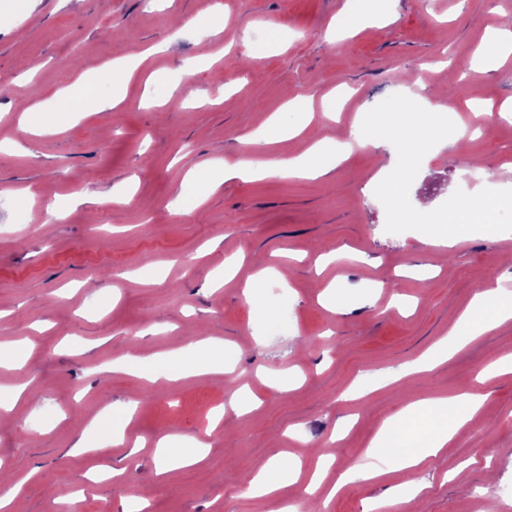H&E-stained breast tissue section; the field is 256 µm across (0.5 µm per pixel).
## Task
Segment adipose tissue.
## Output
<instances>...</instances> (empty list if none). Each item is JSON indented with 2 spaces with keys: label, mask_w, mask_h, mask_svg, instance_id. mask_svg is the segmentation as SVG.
Wrapping results in <instances>:
<instances>
[{
  "label": "adipose tissue",
  "mask_w": 512,
  "mask_h": 512,
  "mask_svg": "<svg viewBox=\"0 0 512 512\" xmlns=\"http://www.w3.org/2000/svg\"><path fill=\"white\" fill-rule=\"evenodd\" d=\"M369 20L381 25L391 22L392 16L387 11L385 0H348L337 17V29L346 33ZM144 60L141 53L116 58L109 69L84 72L75 83L45 92L38 103L24 107L22 127L30 134L39 135L59 116L116 108L125 97L126 79ZM313 116L311 96L300 95L272 113L261 127L242 135L241 140L247 144L287 142L300 136ZM464 138V130L458 128L453 119L439 115L432 108L414 110L408 119L396 111L386 120L374 119L364 113L349 132L319 137L296 155L272 156L260 162L240 157L232 161L221 159L211 164L196 165L186 172L171 205L177 210H185L187 196L196 194L211 179L224 181L244 175L314 179L336 170L343 154L354 145L366 150L387 148L389 159L383 165L386 178L379 190L389 198L393 195L395 181L409 178L419 160L434 144L445 141L459 146ZM507 213H512V202L487 192L454 201L439 214L423 212L415 216L398 205L394 208L393 223L399 228L410 221H417L420 242L431 247H450L456 243L464 225L497 226ZM270 281L286 284L285 271L265 265L248 278L243 291L245 303L263 327L280 322L276 303L266 294V284ZM511 319V292L498 288L476 290L468 306L452 322L447 336L412 362L362 375L356 388L349 390L347 396L355 399L359 394L376 389L379 384L430 371L491 327ZM112 369L156 383L209 373L229 374L233 371V362L222 340L207 338L192 341L176 351L148 357L130 353L113 361ZM484 401L483 394L469 390L449 397L424 398L408 403L383 420L369 446L367 461L344 469L336 480V489H343L351 483L369 482L392 469H421L447 448L449 442L481 411ZM209 448L208 442L190 436L166 434L155 442V454L162 462L186 466L202 460ZM282 458V453H275L252 471L245 490L247 497H268L299 480L301 465L283 466Z\"/></svg>",
  "instance_id": "adipose-tissue-1"
}]
</instances>
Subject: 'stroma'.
<instances>
[{
	"label": "stroma",
	"instance_id": "obj_1",
	"mask_svg": "<svg viewBox=\"0 0 512 512\" xmlns=\"http://www.w3.org/2000/svg\"><path fill=\"white\" fill-rule=\"evenodd\" d=\"M224 43L229 52L183 79L166 104L141 108L144 75L134 77L114 110L82 116L66 132L31 135L19 127L17 101L36 103L42 91L72 83L80 71L172 38L151 57L146 72L178 70L204 60L206 40L194 31L172 37L175 19L204 14L201 0H0V344L18 345L23 365L0 366V387L30 384L42 402L21 397L0 421V468L25 485L14 512H65L47 487L73 489L83 512H121L149 492L147 512H279L302 502L305 482L266 499L245 497L249 462L271 449L299 457L311 473L319 455L337 459L318 496L351 461L365 458L383 418L410 392L450 394L477 370L512 353V321L487 331L433 371L408 377L349 400L345 391L361 374L395 368L418 358L448 331L453 313L474 291L492 284L512 291V268L498 256L512 252V236L479 232L439 251L423 246L418 227L394 233L387 202L375 192L378 169L371 152L355 149L337 170L316 179L235 178L208 194L192 212L170 202L186 170L207 159L248 155L263 160L306 149L288 143L246 145L255 130L288 100L322 98L341 86L354 93L342 112L316 113L325 134L351 129L359 111L390 101L431 98V64L461 71L452 103L468 118L465 151L438 148L401 188L407 202L444 210L466 187L460 178L472 157L492 169L512 171V120L484 129L482 117L512 98V57L492 71L468 66L489 28L512 18L504 0H391L386 27L366 25L354 36L325 38L346 0H222ZM278 21L288 32L267 56H244L235 37L248 27ZM132 189L129 203L113 191ZM278 253L290 272V302L281 306L283 327L264 345L248 343L253 326L242 297L243 279L255 258ZM336 262L324 265L321 255ZM240 255L239 279L213 290L209 282L227 258ZM160 267V283L128 280L127 272ZM349 289L378 282L373 306L327 309L321 294L330 281ZM105 287L89 300L93 286ZM155 331L144 334L145 325ZM240 344L234 377L205 375L165 384L146 400L145 381L105 370L138 344L149 356L180 346L182 330ZM298 374L296 388L268 386V374ZM249 385L260 405L238 418L230 401L235 386ZM482 415L469 432L430 460L418 478L428 487L408 512H479L496 498L512 512V374L482 385ZM136 401L121 447L83 432L114 403ZM223 409L224 418L212 414ZM352 426L330 443L333 424ZM209 437L212 447L197 464L156 473L155 441L162 434ZM83 452L70 457L78 441ZM138 451H131V444ZM120 470L123 493L96 471ZM393 471L346 487L323 512H363L371 499L389 503L392 486L410 480Z\"/></svg>",
	"mask_w": 512,
	"mask_h": 512
}]
</instances>
